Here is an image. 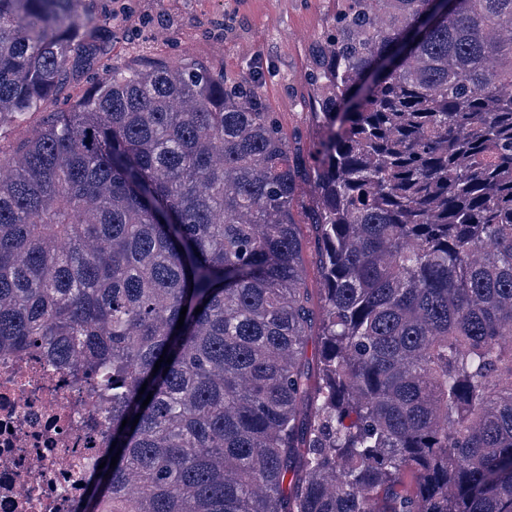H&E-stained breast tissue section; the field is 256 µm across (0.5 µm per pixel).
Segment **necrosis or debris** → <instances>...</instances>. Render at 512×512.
Instances as JSON below:
<instances>
[{
	"instance_id": "obj_1",
	"label": "necrosis or debris",
	"mask_w": 512,
	"mask_h": 512,
	"mask_svg": "<svg viewBox=\"0 0 512 512\" xmlns=\"http://www.w3.org/2000/svg\"><path fill=\"white\" fill-rule=\"evenodd\" d=\"M92 375L51 350L0 354V512H77L106 446Z\"/></svg>"
}]
</instances>
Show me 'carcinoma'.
Masks as SVG:
<instances>
[{
	"label": "carcinoma",
	"instance_id": "cac0c4a2",
	"mask_svg": "<svg viewBox=\"0 0 512 512\" xmlns=\"http://www.w3.org/2000/svg\"><path fill=\"white\" fill-rule=\"evenodd\" d=\"M81 2L0 0V127ZM307 85L308 155L253 77L177 59L0 151V351L112 399L80 512H512V0H336Z\"/></svg>",
	"mask_w": 512,
	"mask_h": 512
}]
</instances>
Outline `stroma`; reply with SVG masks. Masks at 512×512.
I'll use <instances>...</instances> for the list:
<instances>
[{"mask_svg": "<svg viewBox=\"0 0 512 512\" xmlns=\"http://www.w3.org/2000/svg\"><path fill=\"white\" fill-rule=\"evenodd\" d=\"M107 19L95 48L71 60L66 79L25 122L0 128V146L16 147L52 112L91 88L104 62L132 64L178 58L223 66L226 79L254 74L268 111L287 135L309 137L315 119L307 97V58L334 0H85Z\"/></svg>", "mask_w": 512, "mask_h": 512, "instance_id": "35a3bbf8", "label": "stroma"}]
</instances>
